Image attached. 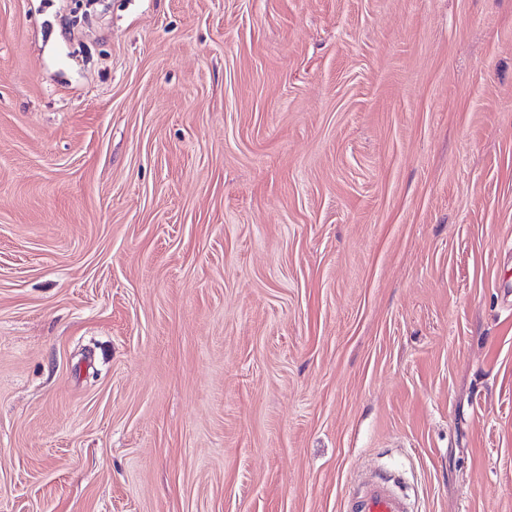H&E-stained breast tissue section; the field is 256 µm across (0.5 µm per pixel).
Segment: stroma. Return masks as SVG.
I'll return each instance as SVG.
<instances>
[{"label":"stroma","mask_w":512,"mask_h":512,"mask_svg":"<svg viewBox=\"0 0 512 512\" xmlns=\"http://www.w3.org/2000/svg\"><path fill=\"white\" fill-rule=\"evenodd\" d=\"M0 0V512H512V0ZM343 512H411L396 482L387 476L371 475L362 480L343 502Z\"/></svg>","instance_id":"obj_1"}]
</instances>
